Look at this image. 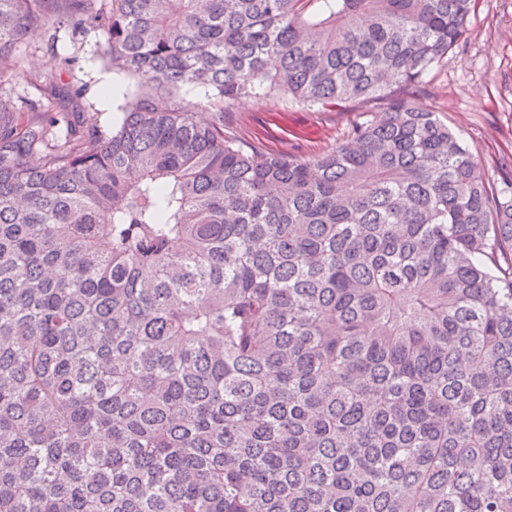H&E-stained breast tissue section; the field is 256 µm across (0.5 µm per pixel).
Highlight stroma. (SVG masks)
I'll list each match as a JSON object with an SVG mask.
<instances>
[{
  "label": "stroma",
  "instance_id": "obj_1",
  "mask_svg": "<svg viewBox=\"0 0 512 512\" xmlns=\"http://www.w3.org/2000/svg\"><path fill=\"white\" fill-rule=\"evenodd\" d=\"M96 41L90 35L74 42L64 28L52 43L44 33L30 35L17 51L21 70L11 80L16 96L37 97L32 74L52 59L75 55L79 62L62 71V82L84 86V99L100 112L102 123L117 122L135 81L104 65ZM413 100L459 132L490 182H499L501 164L512 162V0H476L464 40L432 69ZM362 117L358 108L321 112L281 95L260 94L228 105L224 123L241 140L267 151L307 157L335 148Z\"/></svg>",
  "mask_w": 512,
  "mask_h": 512
}]
</instances>
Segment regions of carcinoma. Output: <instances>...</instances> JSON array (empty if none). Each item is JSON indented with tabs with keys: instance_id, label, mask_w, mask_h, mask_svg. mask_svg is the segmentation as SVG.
Here are the masks:
<instances>
[{
	"instance_id": "obj_1",
	"label": "carcinoma",
	"mask_w": 512,
	"mask_h": 512,
	"mask_svg": "<svg viewBox=\"0 0 512 512\" xmlns=\"http://www.w3.org/2000/svg\"><path fill=\"white\" fill-rule=\"evenodd\" d=\"M471 2L0 0V512H512V180L407 98ZM57 25L119 126L6 87ZM266 89L379 107L286 156ZM56 35L52 54L47 51L48 34L43 32L30 35L19 46L17 54L21 60L20 74L8 81L18 99L38 97L30 78L48 65L52 56L61 59L78 55L79 63L71 70L62 71L61 82L84 85V100L101 113V122L106 125L116 123L122 115L119 106L124 102V96L135 90V80L104 65L97 51L98 38L93 33L83 40L82 45L74 42L70 32L63 27L57 29ZM107 83L114 90L109 97L104 93ZM361 108H334L321 112L276 94H260L230 104L224 124L237 137L270 152L295 153L307 157L332 150L362 121Z\"/></svg>"
}]
</instances>
